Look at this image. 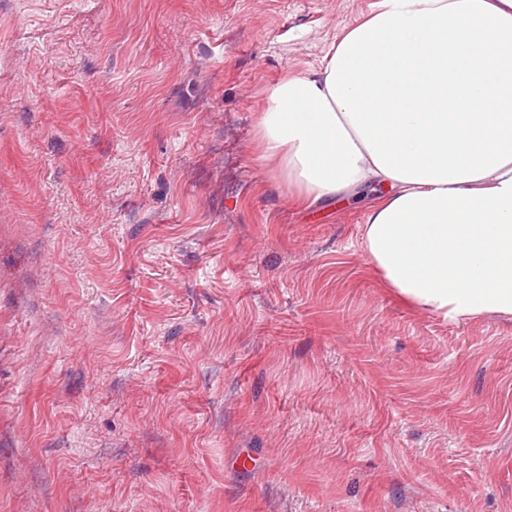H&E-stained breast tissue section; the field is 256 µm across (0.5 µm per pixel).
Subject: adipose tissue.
<instances>
[{
    "label": "adipose tissue",
    "mask_w": 512,
    "mask_h": 512,
    "mask_svg": "<svg viewBox=\"0 0 512 512\" xmlns=\"http://www.w3.org/2000/svg\"><path fill=\"white\" fill-rule=\"evenodd\" d=\"M263 95L255 159L298 206L384 187L360 247L398 297L512 316V0H380Z\"/></svg>",
    "instance_id": "1"
}]
</instances>
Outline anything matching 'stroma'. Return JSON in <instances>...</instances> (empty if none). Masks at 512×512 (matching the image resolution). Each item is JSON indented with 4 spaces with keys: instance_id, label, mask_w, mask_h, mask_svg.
I'll list each match as a JSON object with an SVG mask.
<instances>
[{
    "instance_id": "obj_1",
    "label": "stroma",
    "mask_w": 512,
    "mask_h": 512,
    "mask_svg": "<svg viewBox=\"0 0 512 512\" xmlns=\"http://www.w3.org/2000/svg\"><path fill=\"white\" fill-rule=\"evenodd\" d=\"M378 3L0 0V512H512V318L254 159Z\"/></svg>"
}]
</instances>
